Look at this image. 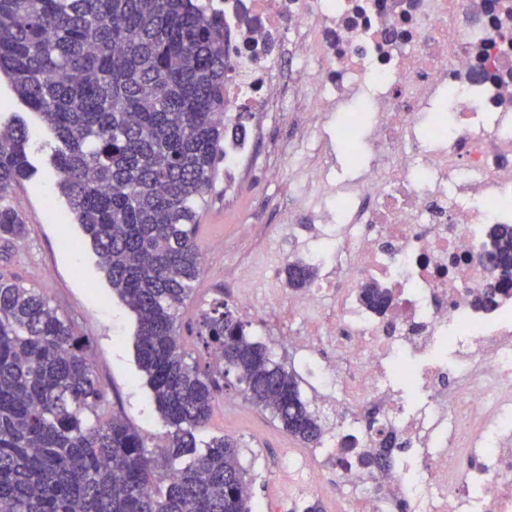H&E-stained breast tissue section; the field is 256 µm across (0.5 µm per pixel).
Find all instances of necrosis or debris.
Returning a JSON list of instances; mask_svg holds the SVG:
<instances>
[{"instance_id":"4bbe7bcc","label":"necrosis or debris","mask_w":512,"mask_h":512,"mask_svg":"<svg viewBox=\"0 0 512 512\" xmlns=\"http://www.w3.org/2000/svg\"><path fill=\"white\" fill-rule=\"evenodd\" d=\"M198 5L218 10L229 36L225 191L269 113L295 112L304 138L363 101L372 117L373 159L356 180L336 188L328 169H296L298 197L321 200L331 250L305 243L294 257L319 276L283 297L264 249L235 276L243 305L284 302L303 321L297 367L313 401L336 411L320 447L284 456L283 496L316 493L314 460L372 447L360 425L372 403L414 453L388 471H343L352 497L341 512H393L399 498L418 512H512V281L480 263L492 229L512 227V0ZM368 283L392 294L385 313L361 302Z\"/></svg>"}]
</instances>
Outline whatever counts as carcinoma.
Instances as JSON below:
<instances>
[{
    "label": "carcinoma",
    "mask_w": 512,
    "mask_h": 512,
    "mask_svg": "<svg viewBox=\"0 0 512 512\" xmlns=\"http://www.w3.org/2000/svg\"><path fill=\"white\" fill-rule=\"evenodd\" d=\"M224 19L195 0H0V74L55 132L52 156L70 212L112 291L135 315L136 362L169 427L160 452L120 414L102 423L105 388L83 337L31 288L0 276V503L11 512H252L239 443L195 432L234 374L245 398L309 448L320 416L294 371L214 302L201 313L209 355L191 359L181 310L203 271L199 211L224 159ZM23 126L0 130V240L25 235L7 190L30 176ZM491 271L512 270V229L493 241ZM288 287L317 275L294 260ZM369 307L392 295L367 284ZM398 437L363 448L392 466Z\"/></svg>",
    "instance_id": "carcinoma-1"
}]
</instances>
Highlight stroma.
<instances>
[{
    "label": "stroma",
    "mask_w": 512,
    "mask_h": 512,
    "mask_svg": "<svg viewBox=\"0 0 512 512\" xmlns=\"http://www.w3.org/2000/svg\"><path fill=\"white\" fill-rule=\"evenodd\" d=\"M19 122L29 133L32 174L11 187L7 196L22 217L26 233L19 243L0 245V274L35 289L59 313L74 318L76 333L85 337L86 354L106 391L102 420L122 414L149 444L162 443L166 427L136 362L135 316L113 293L96 253L86 244L80 224L58 190L59 178L51 164L58 147L56 138L0 75V126ZM298 140L289 113H280L254 141L256 163L237 195L225 197L223 181H216L200 213V240L210 255L183 311L181 329L187 351L199 364H207L210 357L202 345L198 321L217 299L249 322L251 334L277 359L289 364L295 361V350L286 336L301 330L300 319L284 309L271 317L242 310L233 273L247 260L251 247L265 244L276 251L288 249L283 236L288 177L283 174L274 179L267 171L280 162L276 146ZM222 434L239 442V463L247 474L254 512H291L281 494L284 477L279 462L287 451H302V444L286 434L269 413L249 403L235 383L225 387L209 423L197 437L205 440Z\"/></svg>",
    "instance_id": "obj_1"
}]
</instances>
